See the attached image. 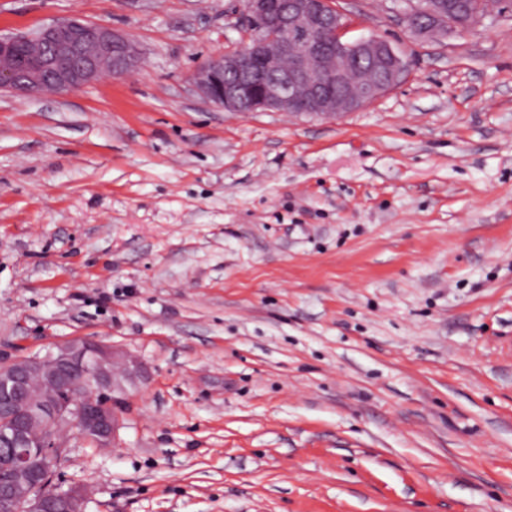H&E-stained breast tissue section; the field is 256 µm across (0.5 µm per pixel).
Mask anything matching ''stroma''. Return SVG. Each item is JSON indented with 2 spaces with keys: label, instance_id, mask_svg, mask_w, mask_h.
<instances>
[{
  "label": "stroma",
  "instance_id": "stroma-1",
  "mask_svg": "<svg viewBox=\"0 0 512 512\" xmlns=\"http://www.w3.org/2000/svg\"><path fill=\"white\" fill-rule=\"evenodd\" d=\"M407 61L338 119L191 84L242 0H0L141 64L0 91V359L74 339L150 371L113 448L69 438L82 512H512V15L425 41L404 0H331Z\"/></svg>",
  "mask_w": 512,
  "mask_h": 512
}]
</instances>
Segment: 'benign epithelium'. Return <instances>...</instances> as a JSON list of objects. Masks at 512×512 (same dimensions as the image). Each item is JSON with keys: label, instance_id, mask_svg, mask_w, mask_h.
Wrapping results in <instances>:
<instances>
[{"label": "benign epithelium", "instance_id": "benign-epithelium-1", "mask_svg": "<svg viewBox=\"0 0 512 512\" xmlns=\"http://www.w3.org/2000/svg\"><path fill=\"white\" fill-rule=\"evenodd\" d=\"M406 3L410 33L431 38L464 34L512 7L509 0H481L467 11L445 9L439 0ZM243 7L244 45L211 56L191 76L197 92L227 112L339 117L380 98L406 71L403 55L387 40L347 38L344 15L330 0H243ZM138 61L126 36L71 18L30 35H0V90L15 96L66 92L123 76ZM116 357L112 346L82 339L0 368V445L19 477L9 492L10 512L80 510L87 488L57 495L54 473L35 470L32 449L53 455L71 430L96 448L114 445L127 384L148 377L137 361L117 369Z\"/></svg>", "mask_w": 512, "mask_h": 512}]
</instances>
